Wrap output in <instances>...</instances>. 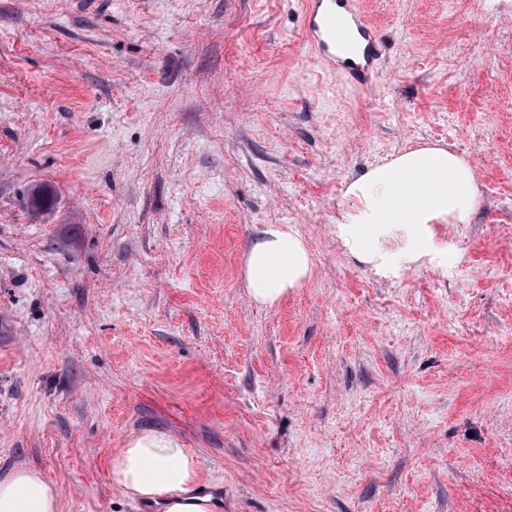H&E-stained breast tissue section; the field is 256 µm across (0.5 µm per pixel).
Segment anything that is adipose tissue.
Instances as JSON below:
<instances>
[{
	"label": "adipose tissue",
	"mask_w": 512,
	"mask_h": 512,
	"mask_svg": "<svg viewBox=\"0 0 512 512\" xmlns=\"http://www.w3.org/2000/svg\"><path fill=\"white\" fill-rule=\"evenodd\" d=\"M351 201L338 226L348 252L361 263L384 265L387 240L401 235V260L417 262L436 251L434 224H467L482 199L471 165L442 146L406 150L366 169L346 188ZM311 255L292 228L268 224L250 243L242 272L248 297L272 306L301 287ZM110 479L131 501L161 512H215L197 494L198 461L171 435L144 430L112 458ZM60 492L39 471L20 466L0 477V512H59Z\"/></svg>",
	"instance_id": "obj_1"
}]
</instances>
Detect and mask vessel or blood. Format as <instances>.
<instances>
[{"mask_svg":"<svg viewBox=\"0 0 512 512\" xmlns=\"http://www.w3.org/2000/svg\"><path fill=\"white\" fill-rule=\"evenodd\" d=\"M307 43L321 60L363 83L379 64L377 31L363 0H305Z\"/></svg>","mask_w":512,"mask_h":512,"instance_id":"vessel-or-blood-1","label":"vessel or blood"}]
</instances>
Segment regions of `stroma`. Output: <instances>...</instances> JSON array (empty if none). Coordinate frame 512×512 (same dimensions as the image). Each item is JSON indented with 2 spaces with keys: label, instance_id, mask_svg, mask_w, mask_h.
Segmentation results:
<instances>
[{
  "label": "stroma",
  "instance_id": "obj_1",
  "mask_svg": "<svg viewBox=\"0 0 512 512\" xmlns=\"http://www.w3.org/2000/svg\"><path fill=\"white\" fill-rule=\"evenodd\" d=\"M367 3L356 86L302 0H0L1 473L158 512L109 474L153 429L217 512H512V0ZM426 143L483 207L374 271L346 187ZM266 224L313 263L272 307L242 278Z\"/></svg>",
  "mask_w": 512,
  "mask_h": 512
}]
</instances>
